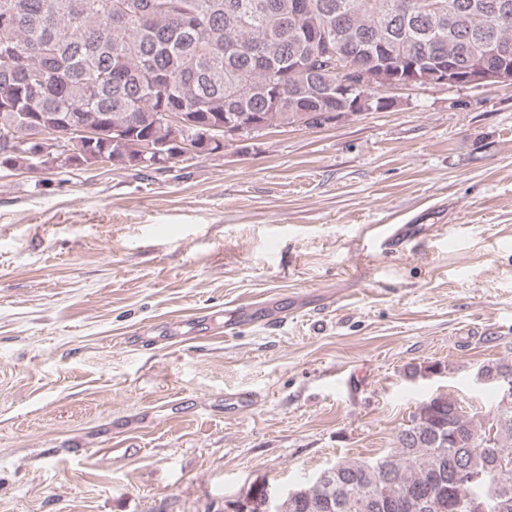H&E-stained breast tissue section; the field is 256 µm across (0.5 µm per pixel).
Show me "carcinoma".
<instances>
[{"label": "carcinoma", "instance_id": "1", "mask_svg": "<svg viewBox=\"0 0 512 512\" xmlns=\"http://www.w3.org/2000/svg\"><path fill=\"white\" fill-rule=\"evenodd\" d=\"M417 60V85L512 67V0H0V168L144 170L195 149L228 120L266 131L390 108L336 92L341 72L380 87ZM186 115L181 136L164 113ZM500 386L512 361L483 364ZM512 409L485 419L439 394L390 451L342 458L280 499V512H512ZM482 476V510L460 471Z\"/></svg>", "mask_w": 512, "mask_h": 512}]
</instances>
